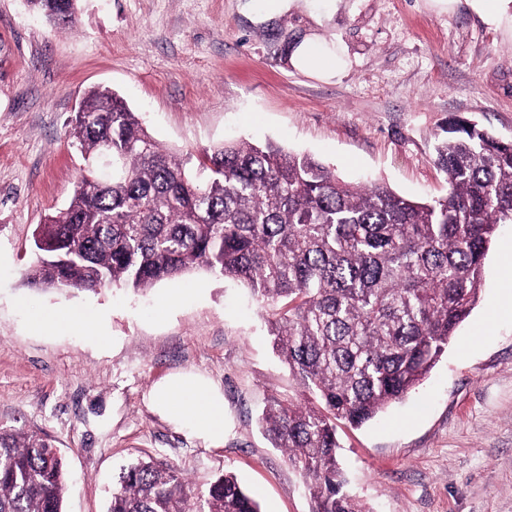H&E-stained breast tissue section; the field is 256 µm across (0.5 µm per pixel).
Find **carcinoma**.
Masks as SVG:
<instances>
[{
    "label": "carcinoma",
    "mask_w": 512,
    "mask_h": 512,
    "mask_svg": "<svg viewBox=\"0 0 512 512\" xmlns=\"http://www.w3.org/2000/svg\"><path fill=\"white\" fill-rule=\"evenodd\" d=\"M79 2L28 0L56 31L76 27ZM70 125L84 167L67 208L38 227L26 279L72 292L140 291L201 270L246 282L272 307L273 349L301 386L298 399L270 397L267 431L313 512H366L345 490L336 423L359 427L401 401L475 307L492 241L512 224V141L448 122L434 147L447 193L414 200L273 142L165 150L107 87ZM65 488L46 440L0 427V512H63ZM107 512L262 510L229 470L195 491L174 466L137 460Z\"/></svg>",
    "instance_id": "carcinoma-1"
}]
</instances>
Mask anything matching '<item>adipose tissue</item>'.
Returning <instances> with one entry per match:
<instances>
[{"instance_id": "obj_1", "label": "adipose tissue", "mask_w": 512, "mask_h": 512, "mask_svg": "<svg viewBox=\"0 0 512 512\" xmlns=\"http://www.w3.org/2000/svg\"><path fill=\"white\" fill-rule=\"evenodd\" d=\"M294 68L322 78L336 76L345 58L333 54L317 35L303 36L291 48ZM151 406L175 425L211 447L224 442V396L209 379L195 372L169 375L155 384Z\"/></svg>"}]
</instances>
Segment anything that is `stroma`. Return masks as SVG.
Wrapping results in <instances>:
<instances>
[{
	"label": "stroma",
	"mask_w": 512,
	"mask_h": 512,
	"mask_svg": "<svg viewBox=\"0 0 512 512\" xmlns=\"http://www.w3.org/2000/svg\"><path fill=\"white\" fill-rule=\"evenodd\" d=\"M244 2L81 0L77 31L57 33L26 0H0V427L57 449L65 512H106L120 468L141 458L176 465L199 490L231 469L263 512L312 510L260 421L268 397L300 386L244 285L204 271L143 293L25 282L35 228L67 206L81 174L69 122L88 90L116 91L172 152L273 142L415 199L446 191L434 146L449 119L512 140V23L489 26L468 0L449 13L429 0H343L318 24L299 11L257 24ZM309 32L342 49V74L293 68L290 47ZM69 308L100 313L104 339L31 322ZM184 370L224 394L221 447L148 404L156 381ZM337 438L349 489L371 512H512V224L422 384L375 421L338 425Z\"/></svg>",
	"instance_id": "stroma-1"
}]
</instances>
